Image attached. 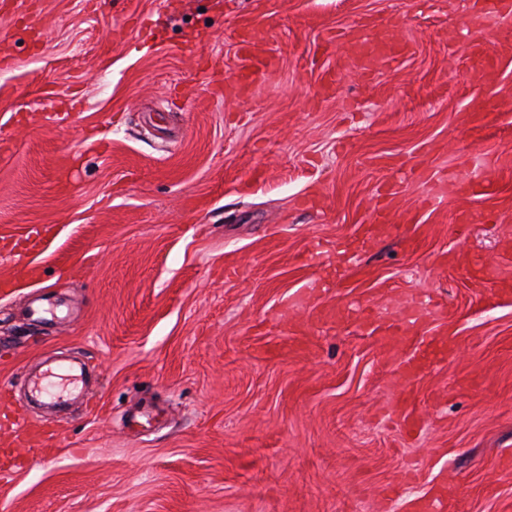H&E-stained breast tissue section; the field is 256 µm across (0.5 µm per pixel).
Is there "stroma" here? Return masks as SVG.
<instances>
[{
	"label": "stroma",
	"mask_w": 512,
	"mask_h": 512,
	"mask_svg": "<svg viewBox=\"0 0 512 512\" xmlns=\"http://www.w3.org/2000/svg\"><path fill=\"white\" fill-rule=\"evenodd\" d=\"M477 0H0V512H512V297L441 254L496 262L495 196L431 202L435 182L512 160V38ZM254 22L275 58L231 96ZM409 51L354 67L358 32ZM482 38L493 66L464 71ZM493 128L469 129L473 100ZM389 229L363 240L382 183ZM210 201V212L189 201ZM474 213L466 235L458 213ZM51 233L16 256L9 246ZM33 280L16 279L20 263ZM343 279H335V268ZM458 353L397 410L393 336L358 330L420 295ZM60 304L30 321L24 299ZM328 307L336 317L321 322ZM305 331L309 353L268 358ZM58 354L98 376L90 412L45 418L24 371Z\"/></svg>",
	"instance_id": "1"
}]
</instances>
